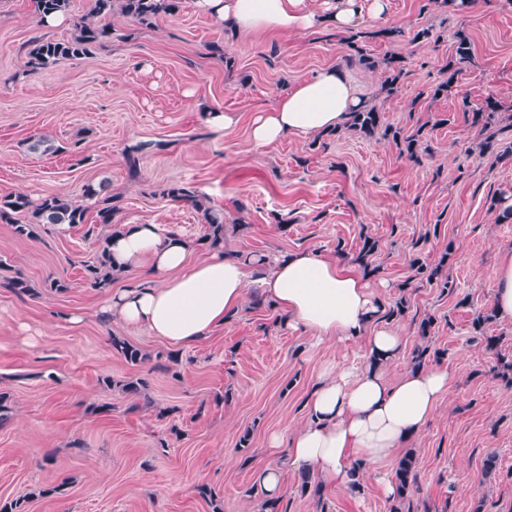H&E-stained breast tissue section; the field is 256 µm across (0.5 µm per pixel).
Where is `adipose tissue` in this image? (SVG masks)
<instances>
[{
  "label": "adipose tissue",
  "instance_id": "adipose-tissue-1",
  "mask_svg": "<svg viewBox=\"0 0 512 512\" xmlns=\"http://www.w3.org/2000/svg\"><path fill=\"white\" fill-rule=\"evenodd\" d=\"M198 7L237 31L307 32L331 24L336 31L358 29L365 18L382 17L388 0H197ZM362 89L330 67L296 80L271 108L254 117L250 135L262 147L290 135L315 136L334 129L363 106ZM116 265L131 272L148 265L152 279L113 293L109 311L174 347L193 344L223 325L257 286L283 313L286 326L312 333L318 341L363 339L378 364L328 367L306 400L308 418L291 434H270V447H285L293 467L304 468L333 486H349L353 469H368L408 447L449 393L446 370H409L390 382L384 363L403 350L398 332L374 328L381 306L360 271L309 250L274 259L269 273L254 278V259L213 253L195 262L190 246L155 224H133L112 238ZM492 306L512 322V247L502 249L493 271Z\"/></svg>",
  "mask_w": 512,
  "mask_h": 512
}]
</instances>
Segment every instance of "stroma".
<instances>
[{
  "mask_svg": "<svg viewBox=\"0 0 512 512\" xmlns=\"http://www.w3.org/2000/svg\"><path fill=\"white\" fill-rule=\"evenodd\" d=\"M89 0H73L63 24L44 28L31 0H0V196L21 191L37 200L61 194L82 202L85 184H105L117 200L120 224H156L193 242L194 259L210 255L199 240L206 224L195 210L154 196L160 184H188L224 214V250L273 259L307 249L354 263L362 236L377 240L379 272L368 283L383 304L406 297L404 318L391 326L403 339L387 363L390 381L412 366L422 344L440 350L438 366L451 382L422 434L414 512H512V388L496 366L512 360V322L492 319L482 331L473 318L490 311L492 269L512 246V113L489 132L465 121L463 101L492 96L512 106V0H478L452 12L439 0H389L385 18L366 20L369 68L349 57L333 29L277 37L238 34L184 0L178 14L142 27L113 17V37L91 54L28 67L37 38H69L87 18ZM395 28L390 40L381 30ZM422 28L429 40L416 39ZM471 40L456 67V34ZM404 59L400 88H383V60ZM335 66L376 105L383 127L409 134L424 128L427 153L413 162L381 132L344 129L312 138L288 136L255 147L253 115L270 108L300 78ZM452 80L454 94L429 89ZM236 113L226 129L207 111ZM493 134L496 147L477 145ZM47 138L55 153L28 148ZM155 142L138 167L125 150ZM290 215L287 224L275 214ZM101 224L47 226L38 239L16 237L0 223V277L23 275L35 288H0V390L9 411L0 423V502L23 500L24 512H212L198 489L215 492L224 512H259L260 472L282 468L288 512H389L371 468L361 490L323 486L320 498L301 495V473L270 433L296 429L301 405L325 365L359 359V340L316 341L285 327L280 310L254 305L248 289L240 311L202 341L171 348L147 329L105 313L112 289L133 274L94 288L83 261L98 250ZM441 266L453 294L413 279L411 262ZM50 280L67 285L46 290ZM432 318L429 340L418 327ZM120 336L150 354L133 366L112 351ZM499 337L497 351L485 347ZM175 353L158 368L152 356ZM141 377L147 389L130 398L103 386L104 377ZM169 409L159 418L161 409ZM249 436L247 457L237 444ZM498 465L484 477L488 453Z\"/></svg>",
  "mask_w": 512,
  "mask_h": 512,
  "instance_id": "35a3bbf8",
  "label": "stroma"
}]
</instances>
